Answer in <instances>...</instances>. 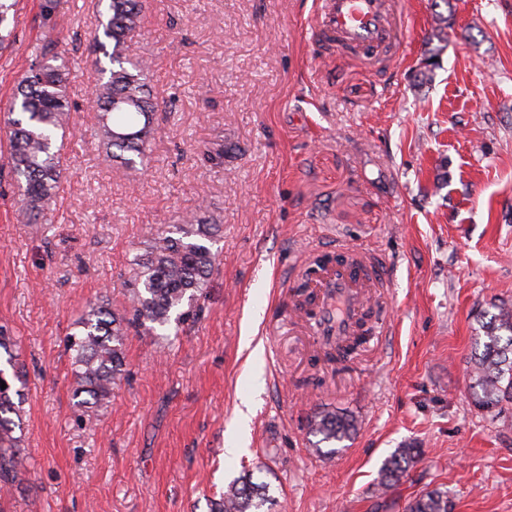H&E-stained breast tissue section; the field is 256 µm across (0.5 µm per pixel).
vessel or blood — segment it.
<instances>
[{
	"instance_id": "vessel-or-blood-1",
	"label": "vessel or blood",
	"mask_w": 512,
	"mask_h": 512,
	"mask_svg": "<svg viewBox=\"0 0 512 512\" xmlns=\"http://www.w3.org/2000/svg\"><path fill=\"white\" fill-rule=\"evenodd\" d=\"M404 20L396 0H317L312 43L354 56L378 59L399 43ZM338 258L319 262L306 286L320 304L319 335L336 340L358 333L371 289L384 285V272L367 268L364 252L337 247Z\"/></svg>"
}]
</instances>
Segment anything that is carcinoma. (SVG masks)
<instances>
[{
  "label": "carcinoma",
  "mask_w": 512,
  "mask_h": 512,
  "mask_svg": "<svg viewBox=\"0 0 512 512\" xmlns=\"http://www.w3.org/2000/svg\"><path fill=\"white\" fill-rule=\"evenodd\" d=\"M17 0H0V49L11 43L10 13ZM143 17V0H108L106 11L98 13L92 28L91 50L99 79L94 86L90 111L103 146V161L117 163L130 171L149 161L157 104L152 101L146 74L149 64L127 53V37ZM108 63H103L102 59ZM69 68L58 52L57 42L45 37L35 47L32 59L14 93L17 117L12 119L3 165L22 190L20 211L32 224L51 223V204L61 189L62 157L57 133L68 127L71 104L67 95ZM221 225L210 217L193 216L182 224L153 237L146 249L136 254L126 278L128 308L119 312L101 301L88 306L66 344L72 353L75 378V406L87 412L104 405L112 388L126 376L125 342L131 332H154L171 322L184 324L195 316V304L207 287L218 254L212 250ZM481 352L470 360L472 399L480 410L492 411L503 403L512 404V306H495L478 319ZM367 340L355 336L338 349L334 359L345 361ZM0 367V490L15 481L23 466L21 437L15 432L22 423L14 420L20 406L14 399L23 393L6 378ZM309 433L320 437L312 451L333 455L322 443L342 442L356 429V419L347 413L321 410L307 420ZM422 450L400 448L381 469L377 494L409 476ZM268 484L253 481L247 473L224 490L217 512H264L269 503ZM401 512H449L448 492L424 489L405 503H395Z\"/></svg>",
  "instance_id": "cac0c4a2"
}]
</instances>
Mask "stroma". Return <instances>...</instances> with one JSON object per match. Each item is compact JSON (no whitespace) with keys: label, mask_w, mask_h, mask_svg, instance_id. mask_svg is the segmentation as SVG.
I'll return each instance as SVG.
<instances>
[{"label":"stroma","mask_w":512,"mask_h":512,"mask_svg":"<svg viewBox=\"0 0 512 512\" xmlns=\"http://www.w3.org/2000/svg\"><path fill=\"white\" fill-rule=\"evenodd\" d=\"M39 3L19 0L0 52L1 145ZM59 3L73 129L53 222L23 221L0 178V327L26 371V463L0 512H214L255 470L271 512H390L374 490L406 446L422 456L393 499L430 486L451 512H512V404L479 411L469 376L478 315L512 304V0H402V40L374 62L313 50L315 0H146L130 53L159 109L138 173L101 163L86 111L97 0ZM201 208L223 231L197 319L130 335L127 377L77 414L67 334L90 302L123 309L133 256ZM339 243L394 297L385 342L342 365L291 291L301 256ZM322 408L357 421L330 457L306 426Z\"/></svg>","instance_id":"35a3bbf8"}]
</instances>
